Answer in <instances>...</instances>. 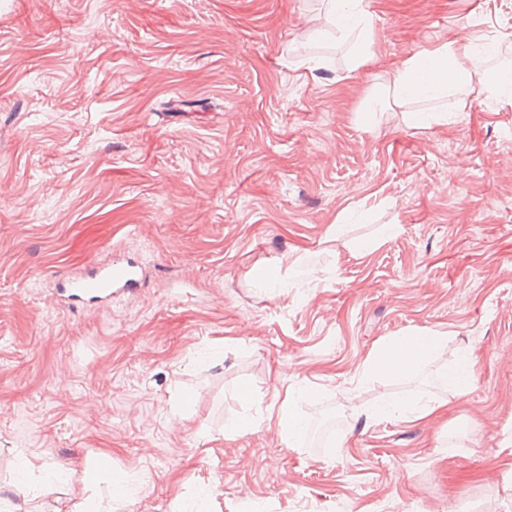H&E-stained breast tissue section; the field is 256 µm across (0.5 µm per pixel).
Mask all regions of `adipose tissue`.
<instances>
[{"label": "adipose tissue", "mask_w": 512, "mask_h": 512, "mask_svg": "<svg viewBox=\"0 0 512 512\" xmlns=\"http://www.w3.org/2000/svg\"><path fill=\"white\" fill-rule=\"evenodd\" d=\"M329 14L338 18L339 36L353 38L356 46L355 64H362L375 40V29L363 0H326ZM470 71L461 64L455 44L416 54L404 61L401 69L387 87L383 99L399 102L411 96H437L456 87L466 89ZM422 349L421 358L405 363L399 354V341L384 345L370 360L368 370L372 373L411 376L416 374L424 357L436 353L443 340L436 335H422L417 339Z\"/></svg>", "instance_id": "1"}]
</instances>
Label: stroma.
Segmentation results:
<instances>
[{
  "label": "stroma",
  "instance_id": "1",
  "mask_svg": "<svg viewBox=\"0 0 512 512\" xmlns=\"http://www.w3.org/2000/svg\"><path fill=\"white\" fill-rule=\"evenodd\" d=\"M366 7L357 66L323 0H0V486L26 512H192L207 484L211 512H512V103L485 81L512 0ZM461 32L465 109L377 102ZM114 258L135 292L56 305ZM426 333L417 375L367 372ZM293 391L326 441L281 440ZM416 397L437 415L374 412ZM140 280L138 264L122 259L65 274L56 282V294L59 302L69 308L91 310L111 305L114 294L134 291Z\"/></svg>",
  "mask_w": 512,
  "mask_h": 512
}]
</instances>
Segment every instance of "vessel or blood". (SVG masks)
<instances>
[{
  "label": "vessel or blood",
  "instance_id": "obj_1",
  "mask_svg": "<svg viewBox=\"0 0 512 512\" xmlns=\"http://www.w3.org/2000/svg\"><path fill=\"white\" fill-rule=\"evenodd\" d=\"M141 280L138 264L130 259L93 264L60 277L59 302L71 308L95 309L112 303L113 295L134 291Z\"/></svg>",
  "mask_w": 512,
  "mask_h": 512
}]
</instances>
